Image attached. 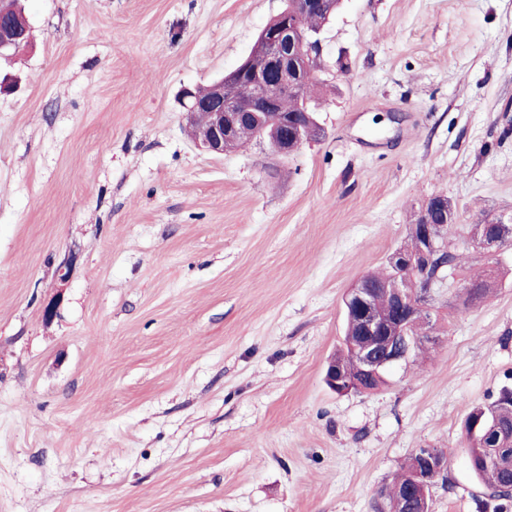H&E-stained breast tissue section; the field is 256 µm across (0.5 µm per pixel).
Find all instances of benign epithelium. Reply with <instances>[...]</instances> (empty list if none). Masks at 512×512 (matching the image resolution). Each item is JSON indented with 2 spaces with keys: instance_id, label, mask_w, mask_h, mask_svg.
I'll use <instances>...</instances> for the list:
<instances>
[{
  "instance_id": "obj_1",
  "label": "benign epithelium",
  "mask_w": 512,
  "mask_h": 512,
  "mask_svg": "<svg viewBox=\"0 0 512 512\" xmlns=\"http://www.w3.org/2000/svg\"><path fill=\"white\" fill-rule=\"evenodd\" d=\"M324 6V0H288L275 23L259 35L264 61L260 64L246 59L233 73L239 79L248 75V91L236 94L232 83L222 79L211 87L210 96L200 101L196 93L187 90L184 98L191 100L187 118L195 126L194 139L207 152L222 154L230 150L239 130L251 126L265 131L281 127L278 119L280 101L297 93L301 69H317L322 51L320 36L307 32L302 24L305 14ZM29 23L7 0H0V58L11 57L18 49L29 44ZM207 109L205 121L197 125L200 108ZM306 141L304 137L292 138L286 134L276 137L271 146L275 155L286 156L296 151ZM454 219L448 199L441 195L430 197L423 210V221L413 225L416 245L413 249L397 251L391 256L403 280L388 289L386 298L395 307V315L381 317L374 307L378 289L368 280L361 279L349 289L344 298L345 311L358 316L362 337L349 342L351 353L357 358L362 371L373 378L385 377L395 365H409L414 355L426 343L435 339L430 333L431 317L428 297L434 280L422 278L415 282V275L426 274L439 252H447V239L442 230ZM474 240L489 248L499 249L512 241V227L503 219L486 220L477 225ZM324 381L339 395L362 390L358 379L342 376L336 356L328 358ZM415 472L407 483L396 482L390 490L399 493L403 501L416 502L420 512H429L431 489L439 477L448 470V455L438 448H418Z\"/></svg>"
}]
</instances>
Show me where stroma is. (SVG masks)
Instances as JSON below:
<instances>
[{
  "label": "stroma",
  "mask_w": 512,
  "mask_h": 512,
  "mask_svg": "<svg viewBox=\"0 0 512 512\" xmlns=\"http://www.w3.org/2000/svg\"><path fill=\"white\" fill-rule=\"evenodd\" d=\"M0 60V512H375L413 451L478 512L462 423L512 386V0H340L285 157L188 133L284 0H24ZM447 197L436 343L323 382L343 296ZM491 288L469 302L460 286ZM52 315H45L46 306ZM29 23L26 17L6 0L0 2V58H10L29 44ZM511 222V217L508 222L503 219L485 220L483 224H476L477 229L473 238L478 244L486 248L499 249L510 242V237L512 239L511 227L509 226Z\"/></svg>",
  "instance_id": "obj_1"
}]
</instances>
